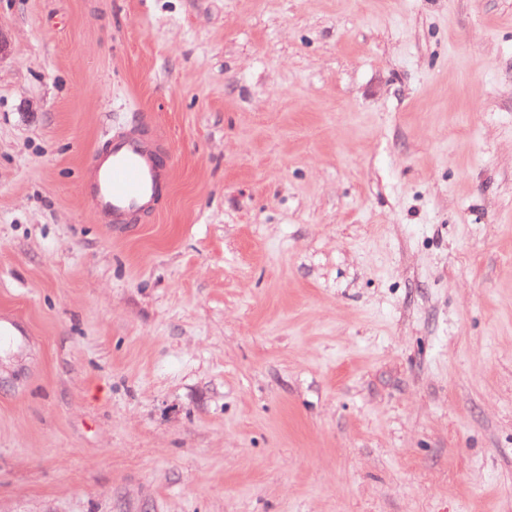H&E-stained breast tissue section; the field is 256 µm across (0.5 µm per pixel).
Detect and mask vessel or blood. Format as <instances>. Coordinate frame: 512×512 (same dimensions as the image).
<instances>
[{"instance_id":"vessel-or-blood-1","label":"vessel or blood","mask_w":512,"mask_h":512,"mask_svg":"<svg viewBox=\"0 0 512 512\" xmlns=\"http://www.w3.org/2000/svg\"><path fill=\"white\" fill-rule=\"evenodd\" d=\"M165 137L150 121L111 136L83 171L81 191L100 223L118 231L154 213L170 184Z\"/></svg>"}]
</instances>
